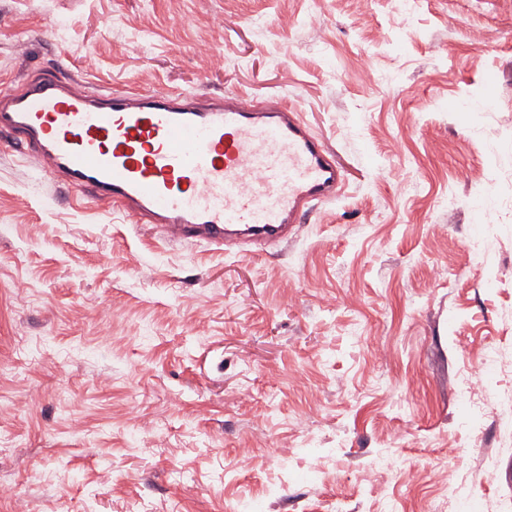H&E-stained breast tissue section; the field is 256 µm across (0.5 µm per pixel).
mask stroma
I'll return each instance as SVG.
<instances>
[{
    "label": "stroma",
    "mask_w": 512,
    "mask_h": 512,
    "mask_svg": "<svg viewBox=\"0 0 512 512\" xmlns=\"http://www.w3.org/2000/svg\"><path fill=\"white\" fill-rule=\"evenodd\" d=\"M45 68L280 98L345 182L219 251L0 144V512H512V0H0Z\"/></svg>",
    "instance_id": "obj_1"
}]
</instances>
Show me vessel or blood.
Masks as SVG:
<instances>
[{"label":"vessel or blood","instance_id":"vessel-or-blood-1","mask_svg":"<svg viewBox=\"0 0 512 512\" xmlns=\"http://www.w3.org/2000/svg\"><path fill=\"white\" fill-rule=\"evenodd\" d=\"M0 140L81 197L175 241L287 240L344 176L296 108L242 95L90 90L42 71L0 91Z\"/></svg>","mask_w":512,"mask_h":512}]
</instances>
